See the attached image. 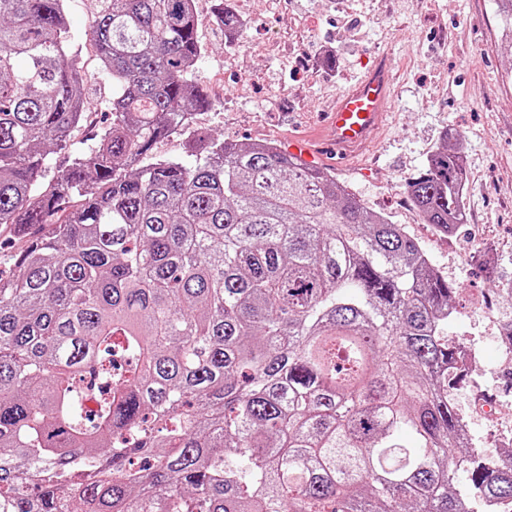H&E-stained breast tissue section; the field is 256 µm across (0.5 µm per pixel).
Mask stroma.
I'll list each match as a JSON object with an SVG mask.
<instances>
[{
	"label": "stroma",
	"instance_id": "35a3bbf8",
	"mask_svg": "<svg viewBox=\"0 0 512 512\" xmlns=\"http://www.w3.org/2000/svg\"><path fill=\"white\" fill-rule=\"evenodd\" d=\"M213 2L197 0L204 51L194 81L212 100L196 118L200 134L283 149L295 138H328L324 107L391 58L387 123L336 175L405 226L454 284L444 334L451 345L473 347L481 362L454 389V404L472 417L474 446L496 450L501 431L512 428V357L496 341L512 323V299H498L491 313L483 304L512 279V49L494 0H226L246 22L232 42L212 21ZM91 19L90 0H69L86 91L102 108L110 89L85 44ZM446 135L458 139L469 173V222L452 236L423 223L406 191Z\"/></svg>",
	"mask_w": 512,
	"mask_h": 512
}]
</instances>
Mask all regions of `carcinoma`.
<instances>
[{
    "mask_svg": "<svg viewBox=\"0 0 512 512\" xmlns=\"http://www.w3.org/2000/svg\"><path fill=\"white\" fill-rule=\"evenodd\" d=\"M67 9L0 0V236L26 243L0 267V512L512 502V451L463 440L455 287L416 239L328 168L195 134L196 0H96L108 119L71 149L92 105ZM174 135L194 163L155 152ZM467 180L445 138L408 195L446 235Z\"/></svg>",
    "mask_w": 512,
    "mask_h": 512,
    "instance_id": "carcinoma-1",
    "label": "carcinoma"
}]
</instances>
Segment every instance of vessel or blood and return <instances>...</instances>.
Returning <instances> with one entry per match:
<instances>
[{
  "label": "vessel or blood",
  "mask_w": 512,
  "mask_h": 512,
  "mask_svg": "<svg viewBox=\"0 0 512 512\" xmlns=\"http://www.w3.org/2000/svg\"><path fill=\"white\" fill-rule=\"evenodd\" d=\"M391 96L388 64L370 70L336 100L329 114L332 143L342 153L364 146L379 127Z\"/></svg>",
  "instance_id": "1"
}]
</instances>
